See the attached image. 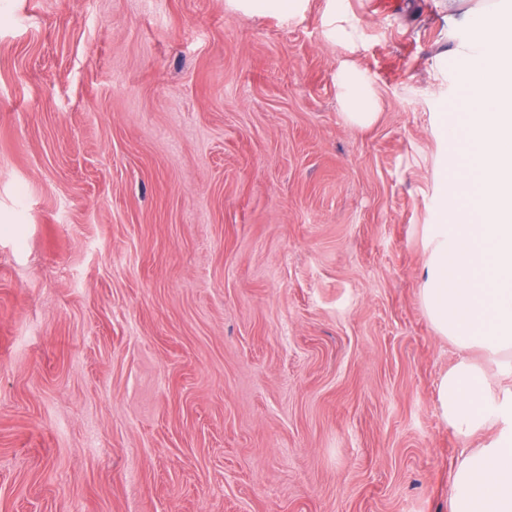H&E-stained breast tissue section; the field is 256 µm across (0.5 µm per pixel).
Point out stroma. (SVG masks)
Returning <instances> with one entry per match:
<instances>
[{
	"instance_id": "1",
	"label": "stroma",
	"mask_w": 512,
	"mask_h": 512,
	"mask_svg": "<svg viewBox=\"0 0 512 512\" xmlns=\"http://www.w3.org/2000/svg\"><path fill=\"white\" fill-rule=\"evenodd\" d=\"M482 8L0 0V512H450L491 435L420 283ZM333 31L336 34V40L355 44L358 38V28L349 17L346 11L336 9L332 15ZM337 88L346 121L358 128L370 126L378 114L376 101L368 89L363 73L355 64H342Z\"/></svg>"
}]
</instances>
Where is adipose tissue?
Wrapping results in <instances>:
<instances>
[{"label": "adipose tissue", "instance_id": "1", "mask_svg": "<svg viewBox=\"0 0 512 512\" xmlns=\"http://www.w3.org/2000/svg\"><path fill=\"white\" fill-rule=\"evenodd\" d=\"M475 21L487 37L458 51L471 91L473 152L453 161L472 190L456 223L429 227L421 299L438 335L460 353L436 385L441 417L463 437L495 431L455 469L451 512H512V98L494 93L505 80L512 21L487 12ZM337 88L346 121L370 126L376 102L355 64H342ZM474 349L498 364L506 384L488 383L481 363L468 356Z\"/></svg>", "mask_w": 512, "mask_h": 512}]
</instances>
